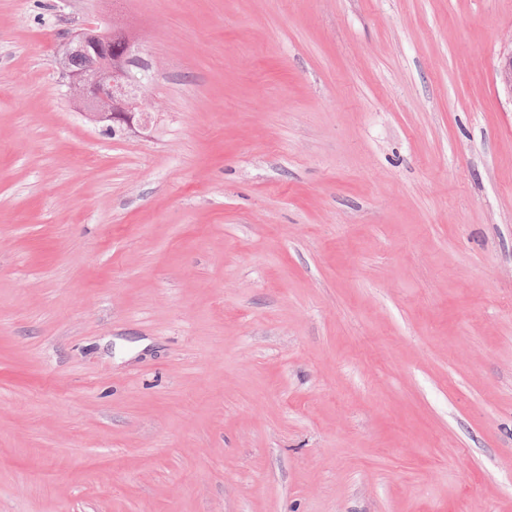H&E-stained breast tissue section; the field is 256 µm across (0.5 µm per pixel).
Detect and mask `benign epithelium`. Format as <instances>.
Returning <instances> with one entry per match:
<instances>
[{"label":"benign epithelium","mask_w":512,"mask_h":512,"mask_svg":"<svg viewBox=\"0 0 512 512\" xmlns=\"http://www.w3.org/2000/svg\"><path fill=\"white\" fill-rule=\"evenodd\" d=\"M118 30L99 22L68 34L59 64L70 98L86 119L104 132L137 134L156 117L146 111V87L134 71L139 57L132 50L133 37L125 32L112 46ZM496 73L512 97V53L500 59Z\"/></svg>","instance_id":"benign-epithelium-1"}]
</instances>
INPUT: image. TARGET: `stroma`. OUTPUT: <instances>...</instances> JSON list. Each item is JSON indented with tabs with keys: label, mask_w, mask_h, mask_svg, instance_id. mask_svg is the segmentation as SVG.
<instances>
[{
	"label": "stroma",
	"mask_w": 512,
	"mask_h": 512,
	"mask_svg": "<svg viewBox=\"0 0 512 512\" xmlns=\"http://www.w3.org/2000/svg\"><path fill=\"white\" fill-rule=\"evenodd\" d=\"M117 19L147 136L71 102ZM512 0H0V512H512Z\"/></svg>",
	"instance_id": "1"
}]
</instances>
